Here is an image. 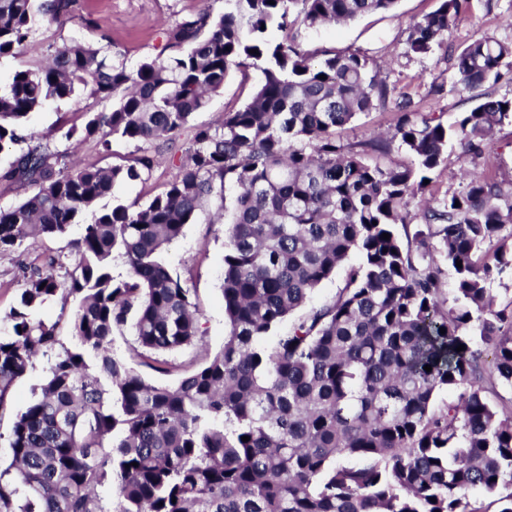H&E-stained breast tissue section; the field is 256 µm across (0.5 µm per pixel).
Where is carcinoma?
<instances>
[{
  "label": "carcinoma",
  "mask_w": 512,
  "mask_h": 512,
  "mask_svg": "<svg viewBox=\"0 0 512 512\" xmlns=\"http://www.w3.org/2000/svg\"><path fill=\"white\" fill-rule=\"evenodd\" d=\"M439 2L408 29L415 54L451 46L470 0ZM396 3L224 0V11L205 6L167 31L165 60L132 71L76 43L0 88V149L23 139L47 101L81 92L112 109L87 114L66 140L172 148L232 72L262 74L243 107L195 130L172 157L176 176L138 209L119 203L85 219L152 171L145 152L128 165L76 166L33 133L0 171V181L34 186L0 207V252L82 226L68 254L19 262L18 304L0 318L12 329L0 336V407L35 358L48 364L10 430L0 512H485L477 490L512 512V400L489 397L498 383L512 388V309L496 308L489 290L512 276V178L467 171L465 186L441 195L429 184L449 143L479 156L496 128L512 126V97H485L454 126L434 112L415 120L411 98L393 95L366 55L318 60L297 41ZM75 4L0 0V57L20 53L39 17L65 21ZM269 29L284 37L269 39ZM509 58L512 43L474 40L455 52L458 82L469 91L496 82ZM389 104L386 136L336 138ZM395 148L410 161L391 159ZM208 202L224 220L228 333L178 385H158L112 355V335L131 325L139 358L198 345L197 303L162 253ZM116 256L124 276L112 274ZM353 256L335 298L303 311ZM69 296L81 300L71 316H34ZM65 319L71 347L60 338ZM445 391L457 400L438 403Z\"/></svg>",
  "instance_id": "cac0c4a2"
}]
</instances>
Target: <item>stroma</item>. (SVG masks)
I'll use <instances>...</instances> for the list:
<instances>
[{"label":"stroma","mask_w":512,"mask_h":512,"mask_svg":"<svg viewBox=\"0 0 512 512\" xmlns=\"http://www.w3.org/2000/svg\"><path fill=\"white\" fill-rule=\"evenodd\" d=\"M206 4L216 12L224 8V0H78L73 19L42 21L25 54L0 58V86L8 84L17 68H37L54 48L76 40L108 48L114 57L124 60L128 69H137L144 60L169 56L166 30ZM437 6L438 0H398L390 13L366 15L344 25L304 32L303 47L320 55L354 50L366 53L379 66L388 85L408 93L422 111L441 113L443 123L451 125L462 112L476 105L474 93L459 85L456 70L444 49L438 48L429 55L420 56L409 52L405 42L409 25ZM511 15L512 0H472L471 16L455 29L453 40L460 46L485 36L512 42V28L506 23ZM259 77L260 73L255 69L250 70L245 80L236 73L229 76L223 89L210 95L207 107L195 113L193 125L216 124L224 112L241 108L248 102L252 86ZM101 109L100 103L85 95L51 101L30 113L25 126L29 131L44 135L52 151H72L74 161L80 164L106 167L126 163L139 149L134 143L116 137L108 151L93 140L74 148L61 136L62 130L82 123L84 112ZM141 149L154 154L157 164L149 176L117 188V198L127 205L135 201L147 203L176 174L168 162L170 151L167 146L147 143ZM162 258L197 297L202 342L168 354L172 368L166 374L153 369L152 358L131 355L135 340L130 330L114 332L111 348L113 355L128 360L148 381L173 386L199 367L205 356L220 352L224 346L228 328L221 291L223 226L213 223L210 209H203L191 224L186 225L182 237L165 249ZM22 287L15 255L0 254V336L11 333L10 324L3 322L2 317L17 305ZM45 375L44 361H36L17 379L4 406L0 407L2 464L10 462L5 436Z\"/></svg>","instance_id":"35a3bbf8"}]
</instances>
